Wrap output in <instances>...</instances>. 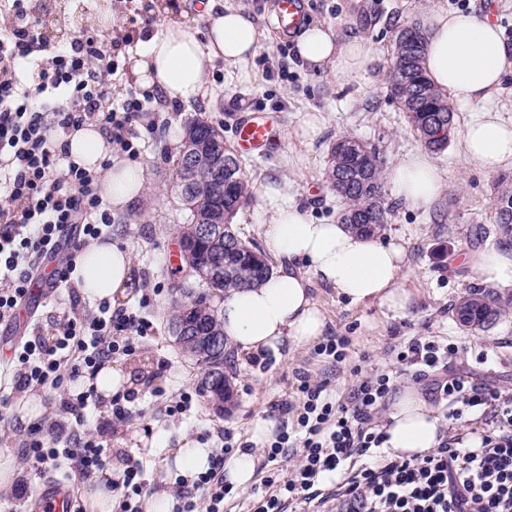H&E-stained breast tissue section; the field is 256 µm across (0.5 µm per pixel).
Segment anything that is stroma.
Wrapping results in <instances>:
<instances>
[{
  "label": "stroma",
  "mask_w": 512,
  "mask_h": 512,
  "mask_svg": "<svg viewBox=\"0 0 512 512\" xmlns=\"http://www.w3.org/2000/svg\"><path fill=\"white\" fill-rule=\"evenodd\" d=\"M449 0H304L306 19L322 23L340 41L365 38L379 45L381 53L373 64V80L362 90L339 88L331 79L304 69L297 55L287 57L288 76L269 75L267 61L278 55L285 41L277 34L276 20L268 9L269 0H224L225 5L244 10L271 31L253 60V83H241L234 72L215 65L207 74L214 93L207 102L180 106L178 111L149 114L152 130L142 133L140 162L146 167V186L125 210L112 215V238L126 244L132 252L134 286L123 305L140 309L154 324V333L143 340L133 355L122 362L132 373L135 384L142 375L156 371L159 361H167L168 370L157 384L164 389L198 386L201 374L194 361L180 351L167 329V318L176 298L173 284L179 275L170 264V254L185 222V212L173 188L178 143L191 118L202 117L223 125L224 141L236 146L239 122L248 115L265 112L278 120L280 136L266 155L242 157V167L251 188L288 178L294 184L295 199L319 220H334L340 205L326 177L328 152L342 135H353L376 145L389 160L403 152L419 148L420 142L404 113L388 96V81L396 33L413 21H422L429 5L446 6ZM49 17L64 20L65 35L56 37V45L67 44L88 27H100L103 6L100 0H45ZM112 34L126 33L132 26L149 31L160 29V19L147 13L146 0H112ZM324 112L327 125L322 140L309 151L305 166H288L285 154L292 150L287 133L298 113ZM437 164L448 174V186L429 209H412L384 192L389 210L381 236L400 234L407 244L409 266L403 285L414 295L405 312H392L375 304H353L337 297L333 288L313 281L312 293L324 308L329 334L351 339L345 364L333 368L314 355V346H285L266 355L264 365H256L250 355L232 352L227 373L234 388L230 412L218 413L209 401L195 408L191 417H167L155 409L147 390L139 392V402L147 411L145 418L119 428L112 435L110 460L126 463L128 458L142 461L149 488H156L155 472L160 456L146 455L143 442L157 429H164L170 444L181 437L200 438L204 429L223 427L240 441H247L252 422L266 415L270 401L293 395L294 369L309 370L315 376L331 380L337 396H345L353 377L351 364L360 355L384 362V353L397 336H445L456 341L459 352L455 369L463 375L494 387L512 388V310L490 327L468 332L452 315L457 300L477 289L479 281L463 265L464 252L486 245H501L507 238L495 222L493 202L497 177L477 171L449 144L436 155ZM486 354V363L476 360Z\"/></svg>",
  "instance_id": "obj_1"
}]
</instances>
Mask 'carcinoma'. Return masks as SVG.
Here are the masks:
<instances>
[{"label": "carcinoma", "mask_w": 512, "mask_h": 512, "mask_svg": "<svg viewBox=\"0 0 512 512\" xmlns=\"http://www.w3.org/2000/svg\"><path fill=\"white\" fill-rule=\"evenodd\" d=\"M426 32L416 23L403 27L394 40L393 67L389 97L405 112V117L422 145L432 153L448 147L455 128V112L446 96L439 93L427 77L423 59ZM186 132L222 143L224 149V189L202 199L196 195L180 197L187 213L180 238L191 240L190 252L181 254L183 269L202 266L211 272L210 288L199 291L189 285L177 286L169 317V332L175 342L189 348L199 340L209 342L208 350L197 352L194 361L201 369L200 388L219 411L232 394L224 391V363L229 353L224 337L221 311L212 298H221L231 289L247 288L270 274V265L260 247L243 239L233 219L251 198L248 180L240 159L224 144V127L198 117L185 126ZM389 165L386 154L376 146L350 136H341L331 147L328 179L340 202L338 220L367 236L387 223L381 179ZM496 223L501 233L512 234V175L497 181ZM217 209L224 213V227L216 233L199 231L191 236L195 209ZM507 303L500 297L473 290L453 307V316L466 330H482L506 314Z\"/></svg>", "instance_id": "cac0c4a2"}]
</instances>
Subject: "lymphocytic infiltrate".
<instances>
[{"label": "lymphocytic infiltrate", "instance_id": "obj_1", "mask_svg": "<svg viewBox=\"0 0 512 512\" xmlns=\"http://www.w3.org/2000/svg\"><path fill=\"white\" fill-rule=\"evenodd\" d=\"M0 18L7 28L0 34V325H7L48 254L67 247L58 278L71 286L82 247L108 236L112 225L98 193L100 172L70 161L67 137L91 124L117 149L137 155V124L154 105L150 94L133 89L112 99L117 57L130 35L107 41L89 27L68 50L52 55L32 0H0ZM153 331L152 322L134 310L105 300L92 307L75 296L51 333L35 332L21 344L1 375L15 391H57L62 414L45 423L15 424L21 460L69 478L88 479L103 470L110 434L132 417L138 396L132 390L114 396L108 416L90 429L91 391L73 393L64 382L134 354ZM458 352L444 336L401 337L388 348L395 368L353 366L356 381L343 399L329 382L294 370V399L269 405L281 427L264 450L269 469L245 512H320L329 503L336 512H512V389L453 372ZM401 376L427 383L448 421L481 413L488 428L422 456L385 450L379 415ZM215 436L209 469L176 479V512H224L233 494L224 480V458L236 444L230 431ZM291 455L297 458L293 470L277 468ZM343 470L348 478L333 482ZM112 491L117 512H142L147 485L137 459H129Z\"/></svg>", "mask_w": 512, "mask_h": 512}]
</instances>
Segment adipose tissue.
Here are the masks:
<instances>
[{"label": "adipose tissue", "mask_w": 512, "mask_h": 512, "mask_svg": "<svg viewBox=\"0 0 512 512\" xmlns=\"http://www.w3.org/2000/svg\"><path fill=\"white\" fill-rule=\"evenodd\" d=\"M151 4L161 28L149 37L146 51L129 60V71L142 91L160 95L171 105L208 99L205 74L217 62L250 79V64L267 32L247 12L225 6L223 0H205L207 26L200 30L190 14L177 10L174 0ZM423 20L428 77L455 102L478 107L458 134L463 156L487 174L512 164V120L504 119L494 104L512 77V41L498 22L475 11L433 6ZM296 50L309 70L332 77L339 87L358 90L369 81L377 46L363 38L340 42L314 22L299 34ZM325 126L322 112L299 113L288 133L297 149L287 163L307 164L306 150ZM67 143L71 161L103 170L99 189L113 210H124L143 192L144 164L113 154L96 127L80 128ZM387 179L395 197L415 209L429 207L447 187L445 170L422 149L400 155L389 165ZM253 205L267 219L264 240L279 268L258 285L226 292L219 303L224 334L240 351L259 357L288 343L310 345L322 339L327 317L312 295L315 277L353 304L374 303L394 312L409 308L412 294L401 285L408 262L401 237L382 240L354 233L337 221H315L295 203L293 185L286 179L264 185ZM463 263L481 283L512 288V249L493 245L468 251ZM74 277L84 298L120 302L134 282L132 254L116 243H92L83 251ZM278 428L271 418L253 422L250 449L237 451L224 467L228 483L239 489L253 484L257 451L274 439ZM386 432V447L407 457L427 454L442 440L434 408L412 387L393 395ZM166 441L160 432L149 443L166 452L161 473L175 469L191 478L208 469L210 448L187 438L180 447L170 448Z\"/></svg>", "instance_id": "obj_1"}]
</instances>
